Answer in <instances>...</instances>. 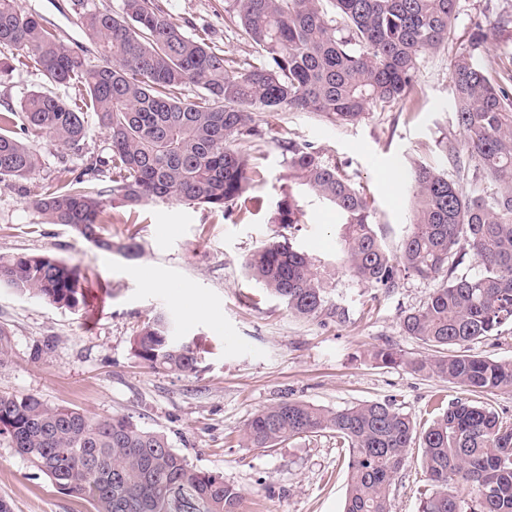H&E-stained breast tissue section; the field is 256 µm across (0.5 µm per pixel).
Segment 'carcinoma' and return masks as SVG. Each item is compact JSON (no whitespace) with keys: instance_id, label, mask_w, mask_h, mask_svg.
Returning a JSON list of instances; mask_svg holds the SVG:
<instances>
[{"instance_id":"cac0c4a2","label":"carcinoma","mask_w":512,"mask_h":512,"mask_svg":"<svg viewBox=\"0 0 512 512\" xmlns=\"http://www.w3.org/2000/svg\"><path fill=\"white\" fill-rule=\"evenodd\" d=\"M73 6L95 47L92 58L20 0H0V48L11 52L0 57V78L19 64L43 79L20 111H0V179L26 180L41 166L26 136L47 134L58 148L82 150L94 114L110 155L42 185L31 204L47 223L67 225L110 251L112 241L100 234L107 206L97 183L101 167L112 195L130 208L157 198L221 212L245 208L250 155L244 145L262 136L254 113L311 112L344 125L386 109L409 93L422 57L448 38L457 0H224V22L258 54V63L236 70L226 68L224 51L208 39L174 24L160 0H120L117 11L97 0H73ZM484 41L478 24L470 50L452 64L462 148L442 147L479 189L469 194L435 166H416L413 220L398 253L378 238L371 201L338 165L307 145H283L289 179L344 216L339 252L359 281L395 288L401 271L432 277L460 240L467 242L479 272L448 277L400 321L405 335L436 352L410 361L411 368L465 393L512 389V361L468 353L474 341L512 326V82L493 79L474 60ZM58 85L73 86L74 95L52 91ZM188 86L199 94L183 97ZM303 216L302 196L283 189L273 223L290 227ZM246 269L295 317L325 311L320 265L291 244L263 243ZM85 280L78 266L50 255L0 257V284L60 308L85 306ZM133 351L153 369L186 373L198 363L197 348L177 341L163 315L138 326ZM326 430L349 448L343 512H392V482L415 444L435 486L420 494L419 512H512V422L466 397L422 431L389 402L331 411L285 400L254 413L243 442L273 448ZM0 436L93 512H241L238 488L192 471L165 434L128 415L92 417L34 395L0 393ZM468 487L475 497L466 511Z\"/></svg>"}]
</instances>
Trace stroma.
<instances>
[{
	"instance_id": "1",
	"label": "stroma",
	"mask_w": 512,
	"mask_h": 512,
	"mask_svg": "<svg viewBox=\"0 0 512 512\" xmlns=\"http://www.w3.org/2000/svg\"><path fill=\"white\" fill-rule=\"evenodd\" d=\"M173 23L207 32L226 58L255 62L254 49L224 22V0H160ZM54 26L65 43H84L71 0H20ZM488 39L477 59L490 74L512 68V0H458L452 31L424 57L408 95L383 111L339 126L309 112H259L262 138L248 150L259 174L248 184L260 211L220 213L201 205L156 199L135 211L112 206L102 225L112 249L103 252L76 231L46 223L30 194L64 168L82 169L87 156L109 155L97 122H90L83 155L32 139L43 165L23 182H0V255H51L88 276L87 304L70 311L0 285V327L11 335L12 354L0 365V393L34 395L51 405L78 408L94 417L126 414L142 427L164 433L196 472L221 476L243 494L241 512H343L349 452L333 432L295 438L271 448H246L241 434L251 416L296 399L329 410L369 401L389 402L411 414L418 427L433 419L436 404L460 390L413 371L409 360L432 357L419 340L405 336L400 321L421 307L439 282L401 276L385 290L352 277L337 249L342 221L335 209L305 196L302 224L284 228L272 217L287 187L283 143L311 146L338 164L350 183L373 202V228L397 251L412 216L406 174L414 163L441 157L439 142L461 135L452 109L450 65L468 49L475 23ZM325 267L327 314L291 315L245 270L247 255L275 236ZM136 239L138 256L122 247ZM155 280L147 287L145 277ZM205 311L189 317L186 299ZM162 314L178 339L197 343L192 373L151 369L133 352L137 327ZM390 347L404 362L385 366L372 353ZM432 483L422 450L410 448L392 484L393 512H418L419 490ZM0 498L12 512H89L87 502L60 493L53 482L0 437Z\"/></svg>"
}]
</instances>
